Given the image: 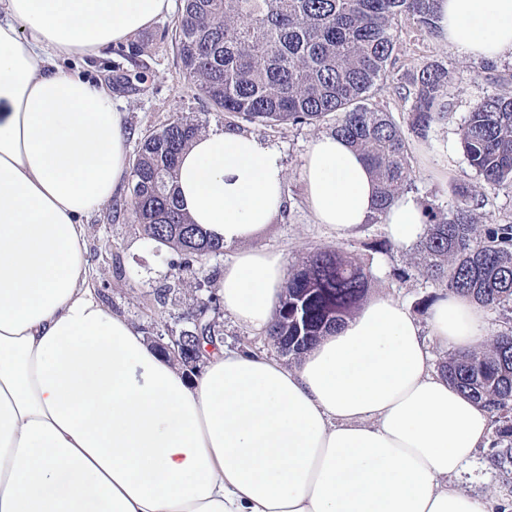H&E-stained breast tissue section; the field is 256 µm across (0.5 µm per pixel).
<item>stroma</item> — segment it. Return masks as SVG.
I'll return each mask as SVG.
<instances>
[{
  "label": "stroma",
  "instance_id": "35a3bbf8",
  "mask_svg": "<svg viewBox=\"0 0 512 512\" xmlns=\"http://www.w3.org/2000/svg\"><path fill=\"white\" fill-rule=\"evenodd\" d=\"M177 14H170L132 38L136 55L129 46H113L99 58L66 61L88 79L108 84L123 114L130 148L141 137L162 129L180 116L214 125L238 127L274 144L282 154L285 168V204L275 224L269 225L250 242L251 247L282 253L287 268H295L308 252L324 246L341 245L361 259L371 271L370 295L383 294L404 303L419 319L426 320L430 307L447 295V288L425 279L415 247L382 249L384 225L364 224L352 236L337 240L335 232L315 223L307 206L302 166L311 140L328 133V125H281L261 128L240 121L215 107L196 88L179 76V59L171 35ZM437 60L448 68L451 109L447 125L432 132L429 141L410 139L409 153L417 178L412 192L428 212L442 215L454 206L452 187L468 184L478 195L475 210L478 223L512 224V192L486 186L469 168L458 146L457 129L462 118L480 99L493 95L512 96V63L489 62L475 67L463 59L437 34L419 30L412 21L401 24L400 38L391 59L395 73ZM85 243L91 267V286L112 309L127 317L146 336H176L187 327L186 316L198 310L209 294L219 289V279L235 247L224 248L196 266L194 276L175 282L172 264L176 253L148 243L130 214V188L122 186L108 209L92 214L85 226ZM168 288L165 304H158L155 292ZM208 320L219 326L224 344L231 349L248 348L271 357H282L293 366L297 357L280 356L269 337L236 323L223 310H208ZM491 448L479 449L461 477V485L483 498L512 499V475L502 474L490 463Z\"/></svg>",
  "mask_w": 512,
  "mask_h": 512
}]
</instances>
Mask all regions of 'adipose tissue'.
Here are the masks:
<instances>
[{
	"mask_svg": "<svg viewBox=\"0 0 512 512\" xmlns=\"http://www.w3.org/2000/svg\"><path fill=\"white\" fill-rule=\"evenodd\" d=\"M173 2L0 0V512H512L458 485L490 417L433 369L432 344L483 340L470 297L422 323L378 295L297 366L223 348L189 376L92 288L85 220L128 180V138L111 89L58 61L127 42ZM436 29L466 59L512 60V0H439ZM302 178L337 237L372 216L373 174L342 138L313 139ZM284 183L279 150L230 127L179 163L182 211L237 248L224 310L255 330L287 274L249 242ZM426 222L409 193L384 217L399 246Z\"/></svg>",
	"mask_w": 512,
	"mask_h": 512,
	"instance_id": "obj_1",
	"label": "adipose tissue"
}]
</instances>
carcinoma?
Here are the masks:
<instances>
[{
    "instance_id": "carcinoma-1",
    "label": "carcinoma",
    "mask_w": 512,
    "mask_h": 512,
    "mask_svg": "<svg viewBox=\"0 0 512 512\" xmlns=\"http://www.w3.org/2000/svg\"><path fill=\"white\" fill-rule=\"evenodd\" d=\"M175 29L179 76L225 112L257 127L319 125L332 129L373 169L377 197L373 224L416 179L407 135L426 140L448 121V68L432 61L402 75L411 99L406 126L369 104L390 79L395 29L406 17L435 29L437 0H182ZM199 124L178 117L144 137L131 170L130 210L145 238L184 256L173 277L195 273L194 262L223 251L182 212L175 193L178 159ZM468 165L494 189L512 191V97L487 96L458 126ZM468 188L448 215L427 222L418 240L421 270L451 292L492 308H512V224L479 230ZM370 269L341 247L309 253L288 273L282 302L268 331L285 355L299 356L363 303ZM176 357L183 371L203 361L206 345L219 349L217 325L192 323ZM450 384L495 417L494 464L512 473V335L492 339L486 352L454 353L440 368Z\"/></svg>"
}]
</instances>
